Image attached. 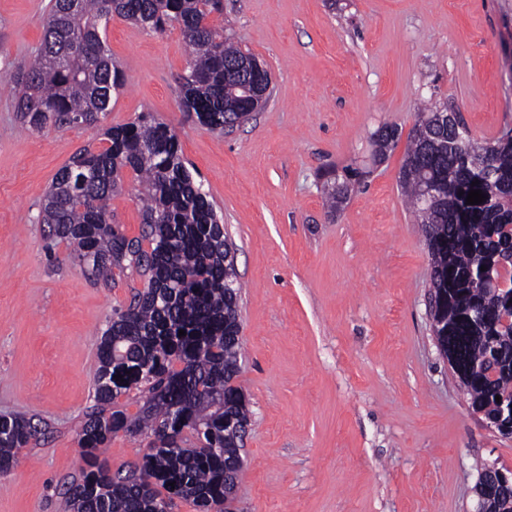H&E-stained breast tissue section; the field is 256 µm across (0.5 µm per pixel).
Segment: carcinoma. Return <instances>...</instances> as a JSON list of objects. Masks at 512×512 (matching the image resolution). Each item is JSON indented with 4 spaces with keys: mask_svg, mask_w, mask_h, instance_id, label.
<instances>
[{
    "mask_svg": "<svg viewBox=\"0 0 512 512\" xmlns=\"http://www.w3.org/2000/svg\"><path fill=\"white\" fill-rule=\"evenodd\" d=\"M224 0H52L43 40L13 75L16 109L32 131L92 126L110 110L123 75L104 38L112 18L162 33L176 26L190 50L181 106L199 124L224 132L247 118L245 85L266 82L255 56L224 36L211 15ZM400 129L374 132L383 159ZM108 146L83 148L54 176L39 222L64 242L94 283L116 286L114 271L148 272L128 307L114 310L98 346L96 408L78 434L84 467L71 483L63 512H164L175 500L195 512H225L243 468L250 422L241 373V287L237 247L224 219L196 181L169 124L150 112L104 132ZM134 174L141 233L127 237L110 223L109 201ZM325 192L335 211L360 172L331 173ZM399 186L421 224L430 260L432 334L451 358L471 408L495 414V396L512 398V298L499 290L512 271V129L479 141L446 104L417 113ZM480 190L483 202L466 204ZM486 270H481V267ZM185 335H179V331ZM494 375H488V372ZM119 379H114V376ZM138 391L139 411L118 400ZM123 433L149 438L148 451L122 472L101 454ZM24 415L0 417V471L36 438ZM483 512H512V486L480 484Z\"/></svg>",
    "mask_w": 512,
    "mask_h": 512,
    "instance_id": "cac0c4a2",
    "label": "carcinoma"
}]
</instances>
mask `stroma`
Segmentation results:
<instances>
[{"instance_id":"35a3bbf8","label":"stroma","mask_w":512,"mask_h":512,"mask_svg":"<svg viewBox=\"0 0 512 512\" xmlns=\"http://www.w3.org/2000/svg\"><path fill=\"white\" fill-rule=\"evenodd\" d=\"M49 0H0V415L37 439L0 475V512H58L80 475L97 344L137 273L94 284L38 215L55 173L103 128L153 113L237 245L242 385L250 410L238 512H475L485 466H512L440 353L430 266L398 186L405 144L329 213L328 171L371 163V135L409 136L445 102L473 135L512 128V0H224L219 17L265 62L272 95L224 132L181 109L179 28L115 18L125 85L94 127L26 130L8 83L42 40Z\"/></svg>"}]
</instances>
